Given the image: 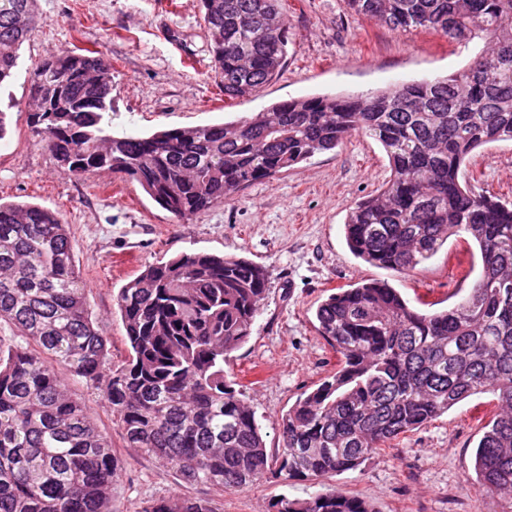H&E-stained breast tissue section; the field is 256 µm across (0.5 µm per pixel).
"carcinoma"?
Returning a JSON list of instances; mask_svg holds the SVG:
<instances>
[{"instance_id":"cac0c4a2","label":"carcinoma","mask_w":512,"mask_h":512,"mask_svg":"<svg viewBox=\"0 0 512 512\" xmlns=\"http://www.w3.org/2000/svg\"><path fill=\"white\" fill-rule=\"evenodd\" d=\"M349 13L399 32L431 29L488 46L446 77L369 95L283 100L223 124L114 136L112 64L66 50L33 65V134L69 177L96 172L137 182L162 209L189 220L358 133L386 153L389 179L345 222L353 255L407 274L448 239L477 245L478 279L461 302L414 305L389 282L331 293L316 311L336 366L282 416L281 453L224 364L246 343L268 291L265 267L185 252L147 266L119 289L125 359L114 365L88 303L68 225L45 207L0 201V512H112L120 462L70 397L80 378L107 403L127 446L186 483L244 489L268 476L332 478L476 395L499 410L482 426L477 480L512 491V203L464 180L476 150L512 141V0H343ZM212 70L224 96L276 79L288 47L278 0H200ZM43 22L35 0H0V87ZM140 512H216L180 494ZM269 512H373L342 492L282 496Z\"/></svg>"}]
</instances>
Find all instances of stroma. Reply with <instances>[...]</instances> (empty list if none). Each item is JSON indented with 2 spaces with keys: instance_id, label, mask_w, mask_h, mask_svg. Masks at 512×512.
<instances>
[{
  "instance_id": "obj_1",
  "label": "stroma",
  "mask_w": 512,
  "mask_h": 512,
  "mask_svg": "<svg viewBox=\"0 0 512 512\" xmlns=\"http://www.w3.org/2000/svg\"><path fill=\"white\" fill-rule=\"evenodd\" d=\"M36 8L45 22L23 43L13 83L0 90V98L14 102L0 139V199L56 210L68 224L112 363L126 354L115 297L146 265L199 251L242 255L266 267L270 283L263 308L250 339L233 352L226 369L243 385L274 453L281 446L282 415L336 363L316 330V309L329 294L385 279L410 300L445 307L474 281L472 251L458 237L405 275L366 264L350 252L344 231L350 209L390 174L384 151L372 139L352 136L335 150L315 154L183 221L129 179L61 174L27 123L28 69L65 50L103 53L112 63L106 128L122 135L217 124L280 100L361 95L445 76L464 68L482 43L459 44L428 30L399 33L348 15L342 0H283L289 43L281 74L253 97L228 99L211 69L199 0H37ZM467 173L476 188L512 200V143L488 145L468 161ZM67 388L120 460L112 512H138L143 502L175 492L210 499L219 512H267L281 495L305 499L330 489L365 500L374 512H512V494L488 490L475 480L474 447L494 409L488 394L408 433L361 470L313 481L271 477L233 490L184 483L174 471L127 447L95 390L72 377Z\"/></svg>"
}]
</instances>
